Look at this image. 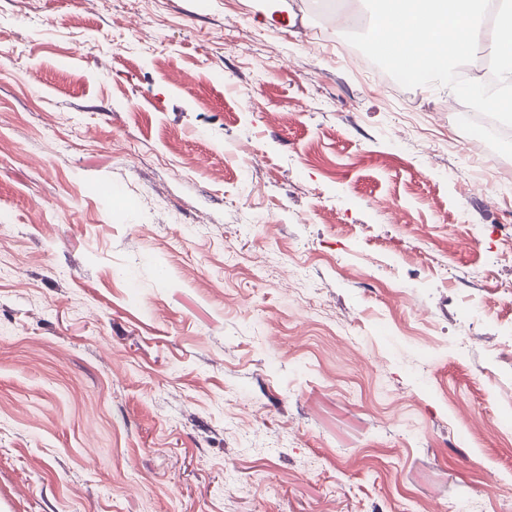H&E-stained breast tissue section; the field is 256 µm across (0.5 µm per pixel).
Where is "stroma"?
<instances>
[{
	"label": "stroma",
	"instance_id": "obj_1",
	"mask_svg": "<svg viewBox=\"0 0 512 512\" xmlns=\"http://www.w3.org/2000/svg\"><path fill=\"white\" fill-rule=\"evenodd\" d=\"M288 6L0 0V512H512V138Z\"/></svg>",
	"mask_w": 512,
	"mask_h": 512
}]
</instances>
